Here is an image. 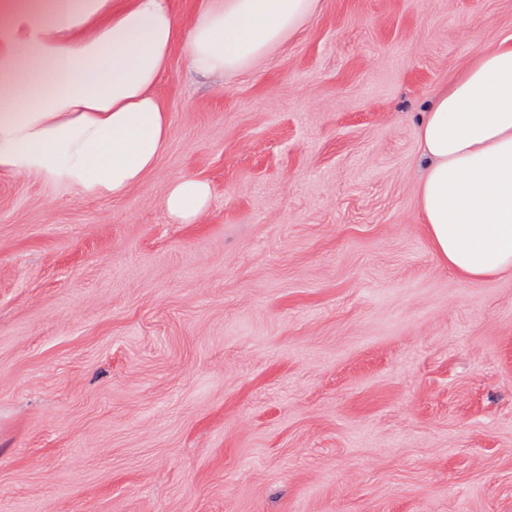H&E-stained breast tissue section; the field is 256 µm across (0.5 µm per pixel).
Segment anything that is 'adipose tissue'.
<instances>
[{
  "label": "adipose tissue",
  "mask_w": 512,
  "mask_h": 512,
  "mask_svg": "<svg viewBox=\"0 0 512 512\" xmlns=\"http://www.w3.org/2000/svg\"><path fill=\"white\" fill-rule=\"evenodd\" d=\"M320 0H213L183 28L169 0H0V169L97 196L140 185L169 139L155 88L175 43L191 68L240 73L296 34ZM418 203L460 277L512 270V45L478 54L420 123ZM198 223L208 183L174 179L162 200Z\"/></svg>",
  "instance_id": "obj_1"
}]
</instances>
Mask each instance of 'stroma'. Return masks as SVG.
Masks as SVG:
<instances>
[{"label": "stroma", "instance_id": "stroma-1", "mask_svg": "<svg viewBox=\"0 0 512 512\" xmlns=\"http://www.w3.org/2000/svg\"><path fill=\"white\" fill-rule=\"evenodd\" d=\"M505 42L512 0H321L234 77L179 41L122 196L0 170V512H512V271L418 205L433 95ZM162 203L178 224H197L210 205L209 184L192 175L178 177L169 184Z\"/></svg>", "mask_w": 512, "mask_h": 512}]
</instances>
